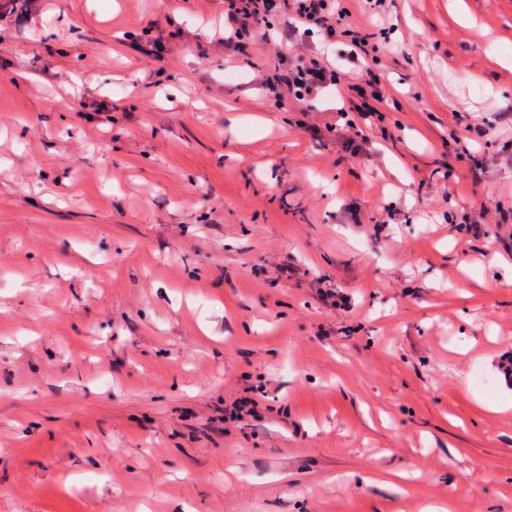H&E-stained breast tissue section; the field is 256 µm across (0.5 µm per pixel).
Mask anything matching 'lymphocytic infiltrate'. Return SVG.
<instances>
[{
  "mask_svg": "<svg viewBox=\"0 0 512 512\" xmlns=\"http://www.w3.org/2000/svg\"><path fill=\"white\" fill-rule=\"evenodd\" d=\"M320 41H313L312 32ZM348 40L347 74H339L328 60L322 44ZM219 44L228 58L242 49L277 57L281 72L254 69L244 88L257 92L274 109L289 108L305 115L303 131L315 140H331L353 153L365 152L371 143L373 118L393 98L386 77L378 73V47L369 34L358 29L347 0H224V31ZM336 91L341 105L321 108L328 91ZM276 283L294 284L303 279L300 268L279 263L269 272ZM307 279V278H304ZM314 298L327 310L346 308L348 296L326 275L307 279Z\"/></svg>",
  "mask_w": 512,
  "mask_h": 512,
  "instance_id": "1",
  "label": "lymphocytic infiltrate"
}]
</instances>
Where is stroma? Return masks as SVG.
I'll return each instance as SVG.
<instances>
[{
  "label": "stroma",
  "mask_w": 512,
  "mask_h": 512,
  "mask_svg": "<svg viewBox=\"0 0 512 512\" xmlns=\"http://www.w3.org/2000/svg\"><path fill=\"white\" fill-rule=\"evenodd\" d=\"M196 31L169 59L146 25ZM372 158L239 100L224 0H48L0 20V512H512V0H386ZM53 63L65 86L38 78ZM106 112L88 113L83 83ZM488 169L472 181L451 130ZM457 182L441 198L444 175ZM396 201L375 234L369 209ZM291 263L352 298L316 308ZM265 379L273 411L225 428ZM503 212L500 200L493 197H486L473 205V210L469 212V224L477 231L481 226L490 224L508 223ZM266 273L269 274L270 281L288 285L299 282L302 277L309 275L310 271H302L288 263H279L273 266L270 271L266 270Z\"/></svg>",
  "instance_id": "35a3bbf8"
}]
</instances>
